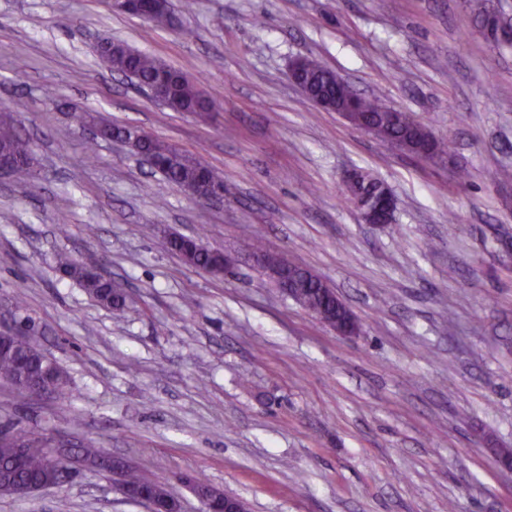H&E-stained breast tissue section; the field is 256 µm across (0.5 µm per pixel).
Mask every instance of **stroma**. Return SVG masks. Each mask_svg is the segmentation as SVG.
I'll return each mask as SVG.
<instances>
[{
	"label": "stroma",
	"mask_w": 512,
	"mask_h": 512,
	"mask_svg": "<svg viewBox=\"0 0 512 512\" xmlns=\"http://www.w3.org/2000/svg\"><path fill=\"white\" fill-rule=\"evenodd\" d=\"M480 8L194 0L155 26L109 0H0V102L36 158L33 185L0 176V325H29L69 378L61 396L0 381V427L124 458L183 512H201L190 478L250 512H512V47L470 38ZM107 37L197 81L213 112L136 90L98 58ZM300 55L453 141L452 164L318 109L289 80ZM87 112L205 153L223 203L122 143L87 156ZM359 169L392 190L393 224L361 222L345 188ZM173 233L222 250L229 273L186 264ZM256 236L335 288L358 335L283 296L243 248ZM60 251L125 308L61 278ZM0 512L150 510L87 471Z\"/></svg>",
	"instance_id": "stroma-1"
}]
</instances>
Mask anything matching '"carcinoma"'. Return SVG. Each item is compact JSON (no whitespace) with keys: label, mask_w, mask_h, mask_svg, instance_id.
<instances>
[{"label":"carcinoma","mask_w":512,"mask_h":512,"mask_svg":"<svg viewBox=\"0 0 512 512\" xmlns=\"http://www.w3.org/2000/svg\"><path fill=\"white\" fill-rule=\"evenodd\" d=\"M104 56L110 69L131 72L141 84H149L160 74H166V92L178 101L181 111H210L209 101L204 98L203 91L196 83L154 56L135 50L123 41L110 45ZM302 63L301 79L307 90L324 98H336V73L306 56L302 57ZM360 108L368 120L396 136L427 141L426 126L423 123L417 120L409 124L391 125L390 107L375 97H362ZM143 150L164 160L161 175L174 184L196 182L203 173L210 170L208 162L201 154L184 152L153 136L145 141ZM2 152L17 160L14 175L20 181L27 183L34 178V156L30 143L10 127L0 128V153ZM167 245L189 265L206 269L221 263V256L217 253L184 251L182 242L177 239L168 240ZM56 263L59 272L76 282L94 301L111 309H123L126 295L111 279L91 272L85 264L66 253L58 255ZM279 263L280 268L291 271L297 288V304L307 311L321 312L328 318L333 316V295L316 276L308 270L293 266V263L282 256L279 257ZM0 380L17 389L31 386L48 393H62L68 386L66 373L34 345L25 328L19 329L14 335H0ZM16 438L25 441L29 448L20 466L15 462ZM52 442L54 438L25 428L7 430L4 436H0L1 496L22 497L54 479V474L48 471L45 463V449L51 447ZM73 453L85 470L98 469L99 449L77 444ZM125 478L130 484L144 487L151 499L173 496L167 487L147 481L133 469L126 472Z\"/></svg>","instance_id":"cac0c4a2"}]
</instances>
